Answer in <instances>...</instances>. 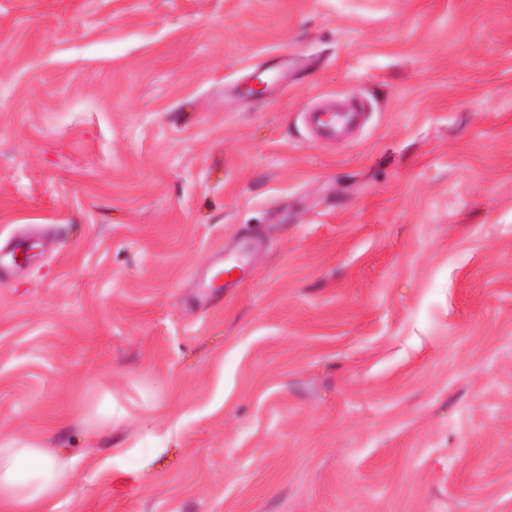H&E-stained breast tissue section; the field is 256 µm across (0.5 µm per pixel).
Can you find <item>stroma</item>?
<instances>
[{"instance_id": "obj_1", "label": "stroma", "mask_w": 512, "mask_h": 512, "mask_svg": "<svg viewBox=\"0 0 512 512\" xmlns=\"http://www.w3.org/2000/svg\"><path fill=\"white\" fill-rule=\"evenodd\" d=\"M0 260L55 512H512V0H0ZM358 112H346L336 114V112H310L312 120V129L316 132H322L325 135H336L341 126L357 114ZM258 248L257 241L243 238L235 251L215 257L200 283L205 297H218L224 293L225 288H235L247 282L252 269L251 257ZM235 274H238V277H235Z\"/></svg>"}]
</instances>
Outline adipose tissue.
Returning a JSON list of instances; mask_svg holds the SVG:
<instances>
[{"instance_id": "ef3b65f1", "label": "adipose tissue", "mask_w": 512, "mask_h": 512, "mask_svg": "<svg viewBox=\"0 0 512 512\" xmlns=\"http://www.w3.org/2000/svg\"><path fill=\"white\" fill-rule=\"evenodd\" d=\"M74 460L34 440L0 438V512H55Z\"/></svg>"}]
</instances>
